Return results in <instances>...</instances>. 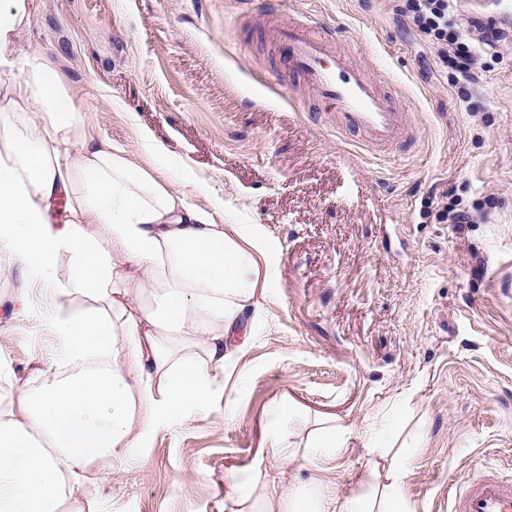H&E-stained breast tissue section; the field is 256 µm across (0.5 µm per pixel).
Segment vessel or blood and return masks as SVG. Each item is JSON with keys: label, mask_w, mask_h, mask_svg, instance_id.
<instances>
[{"label": "vessel or blood", "mask_w": 512, "mask_h": 512, "mask_svg": "<svg viewBox=\"0 0 512 512\" xmlns=\"http://www.w3.org/2000/svg\"><path fill=\"white\" fill-rule=\"evenodd\" d=\"M273 51L290 75L302 78L312 97L335 111L337 129L362 136L371 152L415 139L412 112L396 104L329 35L296 19L269 29ZM451 512H512V486L489 476L453 484Z\"/></svg>", "instance_id": "1"}]
</instances>
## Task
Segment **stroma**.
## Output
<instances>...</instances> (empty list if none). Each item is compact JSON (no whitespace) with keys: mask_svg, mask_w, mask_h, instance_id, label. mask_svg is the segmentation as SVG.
<instances>
[{"mask_svg":"<svg viewBox=\"0 0 512 512\" xmlns=\"http://www.w3.org/2000/svg\"><path fill=\"white\" fill-rule=\"evenodd\" d=\"M306 19L417 115L415 144L377 157L275 71L271 21ZM42 48L130 152L149 129L191 169V204L260 224L271 301L246 316L224 372L228 399L103 466L97 512H225L280 400L290 442L320 420L389 425L386 448L352 437L329 479L363 493L370 458L415 455V512H449L448 487L512 478V60L462 87L428 41L379 0H35L19 49ZM483 208L444 224L443 201ZM28 291L29 310L14 297ZM38 282L0 272V326L16 383L63 371Z\"/></svg>","mask_w":512,"mask_h":512,"instance_id":"35a3bbf8","label":"stroma"}]
</instances>
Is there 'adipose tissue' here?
<instances>
[{
  "label": "adipose tissue",
  "mask_w": 512,
  "mask_h": 512,
  "mask_svg": "<svg viewBox=\"0 0 512 512\" xmlns=\"http://www.w3.org/2000/svg\"><path fill=\"white\" fill-rule=\"evenodd\" d=\"M33 8L0 0V266L43 285L67 371L20 388L0 358V512H86L80 488L101 461L147 447L157 429L223 395L233 339L267 297L270 238L189 204L149 130L138 133L141 164L94 137L44 53L17 56ZM358 432L371 446L380 437L326 421L300 469L272 435L247 483L227 476L228 512H412L410 456L367 463L378 499L340 498L320 478L321 461Z\"/></svg>",
  "instance_id": "adipose-tissue-1"
}]
</instances>
